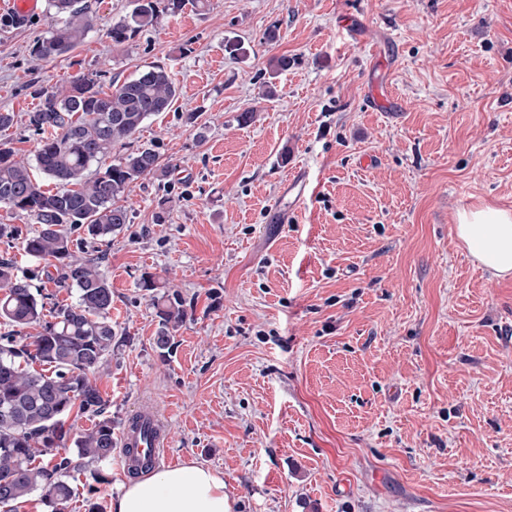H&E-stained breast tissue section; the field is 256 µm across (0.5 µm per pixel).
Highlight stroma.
Returning a JSON list of instances; mask_svg holds the SVG:
<instances>
[{"label":"stroma","instance_id":"1","mask_svg":"<svg viewBox=\"0 0 512 512\" xmlns=\"http://www.w3.org/2000/svg\"><path fill=\"white\" fill-rule=\"evenodd\" d=\"M91 2L93 30L47 61L31 54L47 15L19 27L0 6V112L29 155L34 85L152 63L179 87L112 150L154 149L165 171L133 184L101 254L116 336L91 379L115 429L152 402L160 467L222 473L234 512H512V279L454 233L461 209H512V0H208L122 45L130 0ZM374 84L397 110L370 106ZM300 169L306 198L273 223ZM146 272L188 310L166 357ZM112 456L106 482L77 474L66 512L111 507L130 479Z\"/></svg>","mask_w":512,"mask_h":512}]
</instances>
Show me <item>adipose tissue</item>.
Wrapping results in <instances>:
<instances>
[{"instance_id": "1", "label": "adipose tissue", "mask_w": 512, "mask_h": 512, "mask_svg": "<svg viewBox=\"0 0 512 512\" xmlns=\"http://www.w3.org/2000/svg\"><path fill=\"white\" fill-rule=\"evenodd\" d=\"M455 234L493 276L512 278V210L480 206L458 211ZM112 512H232L223 476L193 463L155 470L122 485Z\"/></svg>"}]
</instances>
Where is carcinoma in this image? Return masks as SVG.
<instances>
[{
    "instance_id": "carcinoma-1",
    "label": "carcinoma",
    "mask_w": 512,
    "mask_h": 512,
    "mask_svg": "<svg viewBox=\"0 0 512 512\" xmlns=\"http://www.w3.org/2000/svg\"><path fill=\"white\" fill-rule=\"evenodd\" d=\"M60 21L35 43L39 60L74 50L94 25L90 6L82 0H50ZM201 8L204 0H132L128 14L112 25V43L121 45L154 26L162 13L186 6ZM102 74L81 73L62 86H38V104L27 113V128L36 139L33 159L18 156L0 143V207L25 216L33 227L24 231L0 223V238L20 241L35 261L19 273L9 258L0 259V320L10 329L0 334V505L24 502L44 492L51 512H65L74 496L72 472L112 461L116 442L112 417L89 374L112 356V286L98 258L85 243L104 241L130 223L122 204L132 185L162 170L152 149H136L102 168L115 145L131 139L151 117L172 109L179 88L159 65L101 89ZM98 166L95 176L87 171ZM37 167L56 186L47 190L36 180ZM83 235L74 236V233ZM35 280L58 288H74L75 304L56 306L44 318L48 295ZM139 286L151 293L159 327L155 348L166 355L172 332L188 317L179 293L146 272ZM36 328L34 335L22 330ZM42 369L36 370L33 365ZM88 415L93 426L81 433L65 428L71 414Z\"/></svg>"
}]
</instances>
